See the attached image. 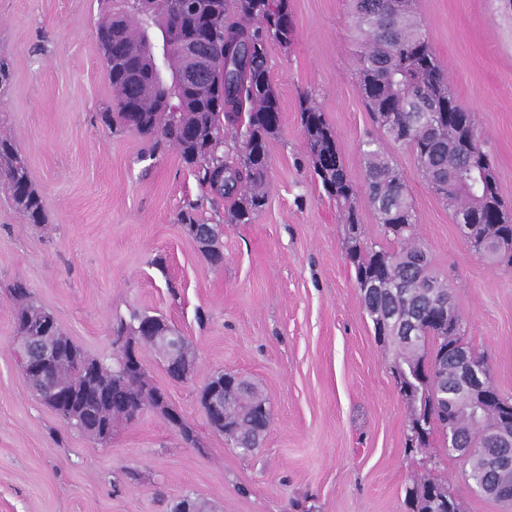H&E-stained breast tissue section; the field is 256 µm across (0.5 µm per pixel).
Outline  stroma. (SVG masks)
<instances>
[{
    "instance_id": "35a3bbf8",
    "label": "stroma",
    "mask_w": 512,
    "mask_h": 512,
    "mask_svg": "<svg viewBox=\"0 0 512 512\" xmlns=\"http://www.w3.org/2000/svg\"><path fill=\"white\" fill-rule=\"evenodd\" d=\"M290 6L291 48L268 46L282 121L268 144L267 203L252 223L235 224L177 152L148 157L146 138L100 121L112 89L97 0H0V56L10 65L0 130L14 136L46 213L45 223H28L0 193V512H170L187 493L210 512H411L407 490L422 475L444 483L462 512H512L470 488L467 463L441 439L406 446L411 407L364 311L345 226L314 179L298 112L311 95L362 184V143L376 128L356 74L349 0ZM416 9L512 207V5L416 0ZM387 151L465 342L512 398V267L474 252L409 148ZM191 203L199 222L222 225L223 266L183 231L178 215ZM18 282L106 361L114 328L135 310L186 336L199 356L189 381L172 382L153 352L142 356L193 442L151 410L105 445L67 427L21 375L10 296ZM217 369L271 403L252 453L206 422L197 392Z\"/></svg>"
}]
</instances>
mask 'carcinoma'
<instances>
[{
    "mask_svg": "<svg viewBox=\"0 0 512 512\" xmlns=\"http://www.w3.org/2000/svg\"><path fill=\"white\" fill-rule=\"evenodd\" d=\"M194 13L170 16L156 8L159 0H99L96 34L112 88V105L103 113L114 130L132 131L151 139V153L175 150L183 164L202 174L211 192L231 203V219L249 224L265 206L268 189V139L281 124V106L269 77L268 44L286 47L294 36L289 0H198ZM353 28L363 50L358 57V79L364 101L374 116L378 135L363 142L364 194L388 241L400 244L389 250L380 243L360 248L351 257L359 289L364 282L384 280L402 295L365 292L369 318L398 314L416 319L427 328L430 353L417 355L398 343L405 372L426 360L432 371L426 387L437 380L453 387L454 364L448 338L427 322L429 302L420 292L419 270H428L426 251L416 243L413 203L403 179L384 149L386 144L412 149L429 188L453 208L459 224H473L471 247L497 262L492 243L512 233L509 215L498 190L497 175L486 154L471 151L468 127H476L471 113L461 108L440 69L436 54L414 10L413 0H350ZM199 37L208 43L224 65L214 67L199 85L182 91L177 108L169 109L173 86L166 74L177 67L164 56L176 34ZM160 46L158 61L145 53L146 44ZM224 97V110L212 107ZM300 121L308 132L307 144L313 173L326 195L336 202L344 224H358L354 201L358 190L350 180L336 138L324 113L310 96L299 102ZM0 188L31 224L45 223L41 194L35 188L24 155L13 137L0 133ZM195 206L179 214L187 231L209 234L202 254L214 266L223 261L219 224H199ZM17 313L43 308L32 292L18 284L13 288ZM85 351L72 339L61 350L55 370L71 381L73 403L84 409L79 429L105 443L123 421L126 411L140 409L137 378L128 374L112 380L113 368L102 360L93 370L85 363ZM225 412L228 423L249 433L266 427L263 416L247 402L230 398ZM429 420L426 435L416 448H426L434 432L444 436L456 431L461 448L492 450L487 436L490 420L474 423L462 415L448 421V408L432 401L419 408ZM466 479L480 483L486 476L482 453L466 456ZM451 492L444 485L422 477L408 490L414 512H448Z\"/></svg>",
    "mask_w": 512,
    "mask_h": 512,
    "instance_id": "obj_1",
    "label": "carcinoma"
}]
</instances>
